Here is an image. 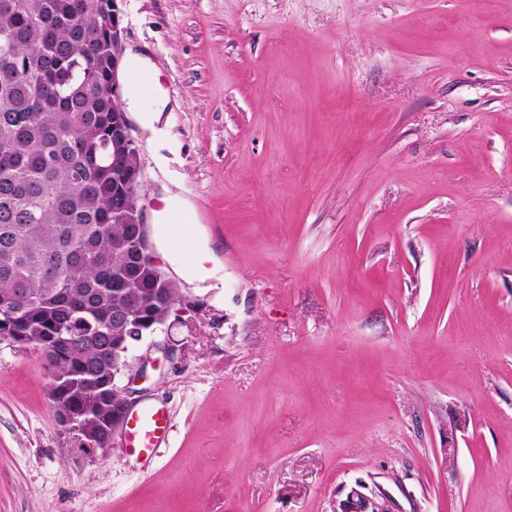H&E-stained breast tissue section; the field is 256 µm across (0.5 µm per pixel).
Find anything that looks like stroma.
<instances>
[{"mask_svg":"<svg viewBox=\"0 0 512 512\" xmlns=\"http://www.w3.org/2000/svg\"><path fill=\"white\" fill-rule=\"evenodd\" d=\"M169 99L131 119L215 242L131 404L144 462L60 433L42 354L0 340V512H512V0H122ZM139 94L140 87L137 90H132L131 96L134 100L130 103L129 111L138 112L139 119L143 127L151 132L152 138L157 137L160 130L156 128V124L159 121L161 112H163L164 104L162 102H156L150 110L143 111L139 105ZM334 512H395L392 498L384 491L365 494L351 491L347 498L338 503Z\"/></svg>","mask_w":512,"mask_h":512,"instance_id":"stroma-1","label":"stroma"}]
</instances>
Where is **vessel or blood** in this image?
<instances>
[{
    "instance_id": "vessel-or-blood-1",
    "label": "vessel or blood",
    "mask_w": 512,
    "mask_h": 512,
    "mask_svg": "<svg viewBox=\"0 0 512 512\" xmlns=\"http://www.w3.org/2000/svg\"><path fill=\"white\" fill-rule=\"evenodd\" d=\"M170 430L171 419L164 408L142 405L128 412L122 427L121 443L129 454L149 460L167 439Z\"/></svg>"
}]
</instances>
